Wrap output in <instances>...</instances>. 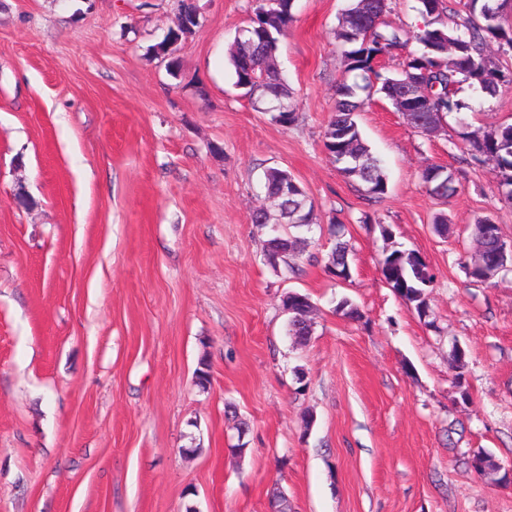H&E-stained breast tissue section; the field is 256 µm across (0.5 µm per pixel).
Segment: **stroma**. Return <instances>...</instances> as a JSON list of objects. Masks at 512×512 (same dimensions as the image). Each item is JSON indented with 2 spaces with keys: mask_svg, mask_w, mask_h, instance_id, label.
<instances>
[{
  "mask_svg": "<svg viewBox=\"0 0 512 512\" xmlns=\"http://www.w3.org/2000/svg\"><path fill=\"white\" fill-rule=\"evenodd\" d=\"M348 2L294 0L278 60L299 119L281 126L228 64L254 0H198L175 76L149 52L175 0H0V512H274L278 488L291 512H512V482L470 465H512V265L477 282L460 262L477 218L512 244L494 162L460 151L512 123V86H461L433 136L373 97L358 123L388 191L369 198L323 146ZM431 163L455 195L427 193ZM270 167L314 204L294 276L251 222ZM337 221L344 282L326 269ZM394 244L430 266V321L381 275ZM291 291L313 304L305 343L286 333Z\"/></svg>",
  "mask_w": 512,
  "mask_h": 512,
  "instance_id": "35a3bbf8",
  "label": "stroma"
}]
</instances>
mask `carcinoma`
Here are the masks:
<instances>
[{
	"label": "carcinoma",
	"instance_id": "obj_1",
	"mask_svg": "<svg viewBox=\"0 0 512 512\" xmlns=\"http://www.w3.org/2000/svg\"><path fill=\"white\" fill-rule=\"evenodd\" d=\"M418 13L423 26L417 32L393 26L386 21L391 9V0H351L342 13L335 31L336 42L343 48L344 77L337 85V100L333 116L324 133V147L339 172L346 178L357 180L366 186L372 199L386 194L387 177L380 161L374 157L363 138L358 124V112L365 98L379 94L389 100L395 108L406 107L405 93L401 82L415 77L421 81L424 112L414 114L413 128L437 123L442 117L458 111L462 105L456 100L459 88L467 84L475 91L491 97L505 85H512V72L504 71L492 54L491 45L512 51V24L509 23L508 6L502 0H466L463 9L452 5L451 0H418ZM293 0H276L267 3L258 0L255 19L241 29L230 51L229 64L235 77V85L245 90V95L256 103L267 105L280 98L289 101L288 83L279 69H270L255 62L247 72L242 59L253 58L260 49H279L282 38L287 36L294 21ZM195 0H177L176 17L163 39L151 46L154 56L167 58V70L173 76L180 70V61L172 56L169 47L192 34V26L182 24L183 16H199ZM420 44L416 53L408 54L400 70L384 74L373 67L379 57L394 58L403 53L410 40ZM464 148L471 152L475 162L492 158L501 173L500 185L507 188L508 200L512 202V124H499L486 128L481 135L462 137ZM433 172L424 169L421 179L429 195H434L435 186L446 185L441 197L456 194L452 174L445 172L436 181H431ZM293 204L290 211L296 217H282L288 230L272 235L265 243V260L274 271L284 269L291 273L298 270L294 263L303 251L304 230L312 228L315 220L314 205L301 190L288 198ZM300 223H294V220ZM492 220L484 217L476 220L473 237L477 251L467 263L469 275L480 281L493 277L504 268L502 250L506 242L499 227L489 232ZM330 234L336 237L329 264L340 269L349 266L348 242L343 240L345 224L330 225ZM385 277L395 282V291L407 303L414 305L421 317L429 316L425 288L432 281L426 259L414 250L394 249L383 254L380 260ZM287 332L302 341L310 339L313 323L310 319L312 304L306 294L295 298L291 304ZM471 466L479 473L501 470L500 465L486 454H477Z\"/></svg>",
	"mask_w": 512,
	"mask_h": 512
}]
</instances>
